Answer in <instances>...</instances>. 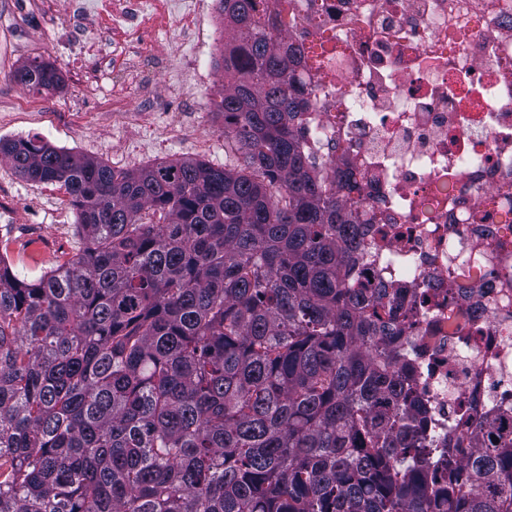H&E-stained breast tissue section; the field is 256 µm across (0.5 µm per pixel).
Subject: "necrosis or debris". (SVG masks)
I'll return each instance as SVG.
<instances>
[{"instance_id": "necrosis-or-debris-1", "label": "necrosis or debris", "mask_w": 512, "mask_h": 512, "mask_svg": "<svg viewBox=\"0 0 512 512\" xmlns=\"http://www.w3.org/2000/svg\"><path fill=\"white\" fill-rule=\"evenodd\" d=\"M347 97L317 86L310 127L342 144L367 177L369 204L392 218L379 265L361 283L401 290L413 384L444 441L480 417L512 428V290L487 274L464 297L448 285V257L474 260L477 224L458 201L512 193V30L498 23L512 0H322ZM465 23L468 38L448 45ZM460 172L454 195L441 192ZM477 305V325L448 328V313Z\"/></svg>"}]
</instances>
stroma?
I'll list each match as a JSON object with an SVG mask.
<instances>
[{
  "label": "stroma",
  "mask_w": 512,
  "mask_h": 512,
  "mask_svg": "<svg viewBox=\"0 0 512 512\" xmlns=\"http://www.w3.org/2000/svg\"><path fill=\"white\" fill-rule=\"evenodd\" d=\"M60 10L73 13L70 29L58 28L53 18L25 10L22 0H0V101L17 103L9 121L0 123V138L39 135L73 154L95 158L121 170H136L151 163L177 158H200L223 167L224 135L215 103L224 81L215 62L222 40L205 44L189 39L186 26L175 20L144 31L140 44L151 61L149 79L164 105L152 113V127L104 120L112 108V56L116 47L94 12L91 0H59ZM94 32V55L73 58L69 44ZM189 58L205 80L197 95L181 96L162 58ZM43 59L55 64L66 84L51 95L37 94L17 84L13 70L24 61ZM91 68L97 75L92 86L72 83L74 71ZM186 118L182 131L171 138L158 128L175 115ZM82 245L77 212L63 188L36 185L22 179L8 161L0 160V255L18 276H32L63 263Z\"/></svg>",
  "instance_id": "obj_1"
}]
</instances>
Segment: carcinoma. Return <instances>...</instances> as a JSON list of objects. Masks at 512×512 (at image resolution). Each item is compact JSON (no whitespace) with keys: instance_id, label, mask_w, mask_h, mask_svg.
<instances>
[{"instance_id":"cac0c4a2","label":"carcinoma","mask_w":512,"mask_h":512,"mask_svg":"<svg viewBox=\"0 0 512 512\" xmlns=\"http://www.w3.org/2000/svg\"><path fill=\"white\" fill-rule=\"evenodd\" d=\"M218 2L216 115L243 164L124 171L0 139L21 178L65 189L82 238L34 278L0 258V512H512V433L434 447L399 294L356 280L365 226L391 219L347 191L344 149L302 136L304 74L341 84L326 37L294 35L295 0ZM12 78L63 87L50 62ZM461 220L491 248L512 205L477 197ZM506 260L450 257L448 287Z\"/></svg>"}]
</instances>
